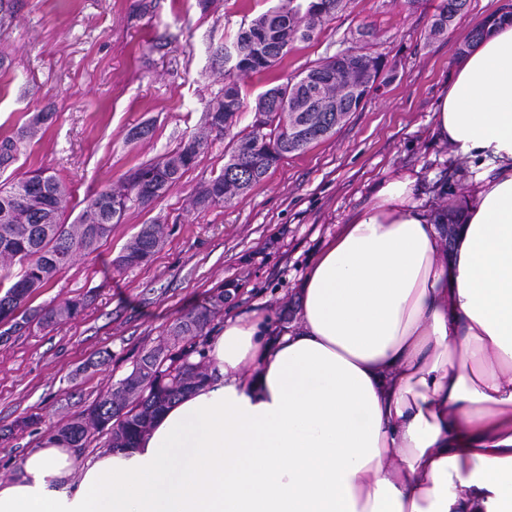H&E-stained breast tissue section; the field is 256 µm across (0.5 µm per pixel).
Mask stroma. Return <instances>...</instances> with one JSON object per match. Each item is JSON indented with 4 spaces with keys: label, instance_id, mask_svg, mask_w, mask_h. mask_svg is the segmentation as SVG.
Wrapping results in <instances>:
<instances>
[{
    "label": "stroma",
    "instance_id": "stroma-1",
    "mask_svg": "<svg viewBox=\"0 0 512 512\" xmlns=\"http://www.w3.org/2000/svg\"><path fill=\"white\" fill-rule=\"evenodd\" d=\"M278 0H0V134L39 112L52 120L27 140L4 175L46 168L63 177L76 217L87 197L125 172L205 130L208 103L224 88V44L242 22ZM506 0H469L448 32L429 38L441 0H347L314 39L296 42L275 68L246 80L238 128L253 122L257 96L348 48L385 55L392 81L336 133L284 159L241 201L195 208L196 188L224 167L227 137L208 146L179 183L148 207L130 204L97 251L78 258L29 308L87 297L74 321L32 324L0 344V478L53 426L77 418L123 379L146 349L166 341L180 315L218 287L233 295L212 331L232 314L293 322L308 265L372 189L397 171L416 173V197L434 207L466 202L468 161L437 140L433 114L472 29ZM376 36L362 43L357 31ZM151 124V137L131 132ZM451 183L452 195L441 193ZM162 243L141 265L112 259L142 225ZM112 360L98 365L103 351Z\"/></svg>",
    "mask_w": 512,
    "mask_h": 512
}]
</instances>
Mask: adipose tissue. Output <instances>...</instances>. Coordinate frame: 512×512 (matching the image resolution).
<instances>
[{
  "instance_id": "adipose-tissue-1",
  "label": "adipose tissue",
  "mask_w": 512,
  "mask_h": 512,
  "mask_svg": "<svg viewBox=\"0 0 512 512\" xmlns=\"http://www.w3.org/2000/svg\"><path fill=\"white\" fill-rule=\"evenodd\" d=\"M434 128L489 165L452 235L390 174L294 322L227 318L208 382L134 446L44 439L0 512H512V22L464 56Z\"/></svg>"
}]
</instances>
